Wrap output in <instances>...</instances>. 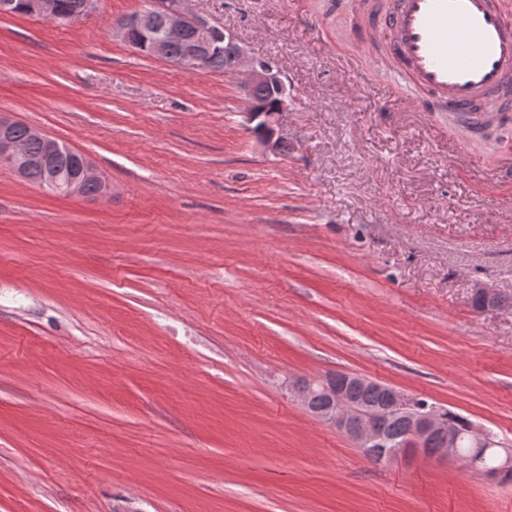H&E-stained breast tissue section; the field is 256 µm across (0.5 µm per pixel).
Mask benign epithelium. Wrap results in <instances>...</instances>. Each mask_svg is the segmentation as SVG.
<instances>
[{"mask_svg": "<svg viewBox=\"0 0 512 512\" xmlns=\"http://www.w3.org/2000/svg\"><path fill=\"white\" fill-rule=\"evenodd\" d=\"M159 15L164 18L170 32H180L192 26L208 37L207 42L187 51L178 61L180 67L193 69L201 64L212 40H222L224 45L231 49V71L243 77L241 88L247 104V111L244 112L247 129L251 132L259 130L257 140L268 151H277L279 143L288 138L287 117L288 112L292 111L294 101L293 94L288 90L280 74L269 63L249 57L223 27L213 25L206 18L192 12L188 0H153L142 11L118 20L113 25L112 32L127 42L132 32L152 28ZM261 87L273 88L277 92L278 100L272 112L257 108L254 94ZM16 124L17 121L3 113L0 114V159L12 164L17 174L23 177L33 169H40L48 173L46 182L49 187L65 196L81 194V188L86 182L98 184L100 196L109 193V184L87 158L81 159L76 171L69 175L52 172L50 159L57 151L58 144L33 127L29 128V134L42 140L45 150L39 156L25 154L12 136V129ZM369 382L370 379L358 374L342 373L336 376L334 384L325 380H315L296 386L293 388V397L306 412L342 433L366 452L378 451L375 455L378 462L409 460L415 456L425 455L428 452L429 439L432 437L437 438L440 443V447L434 449L433 455L446 460L452 458L458 447L457 434L446 425L439 414L424 409L416 398L397 388L386 387L382 402L376 406L365 408L354 402L351 390ZM317 387L333 398V405L320 410L311 407V394ZM388 415L402 417L407 426L404 439L396 448L385 447L387 439L377 425L378 419ZM468 437L476 454L499 446L491 432L474 423L469 426ZM498 458L497 469L487 473L490 479H497L512 471V448L503 449Z\"/></svg>", "mask_w": 512, "mask_h": 512, "instance_id": "1", "label": "benign epithelium"}]
</instances>
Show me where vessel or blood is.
I'll return each mask as SVG.
<instances>
[{
	"label": "vessel or blood",
	"mask_w": 512,
	"mask_h": 512,
	"mask_svg": "<svg viewBox=\"0 0 512 512\" xmlns=\"http://www.w3.org/2000/svg\"><path fill=\"white\" fill-rule=\"evenodd\" d=\"M361 58L425 112L473 133L512 117V0H350Z\"/></svg>",
	"instance_id": "1"
}]
</instances>
